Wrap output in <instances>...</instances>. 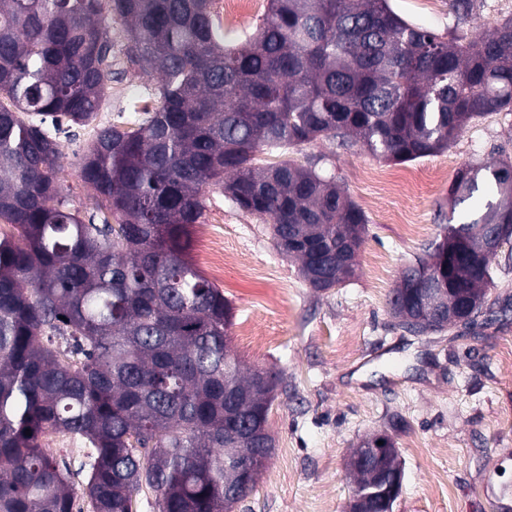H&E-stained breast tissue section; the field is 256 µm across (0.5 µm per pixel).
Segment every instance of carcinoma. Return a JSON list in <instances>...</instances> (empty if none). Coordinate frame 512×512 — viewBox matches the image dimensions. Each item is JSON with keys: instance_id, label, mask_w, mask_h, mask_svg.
<instances>
[{"instance_id": "cac0c4a2", "label": "carcinoma", "mask_w": 512, "mask_h": 512, "mask_svg": "<svg viewBox=\"0 0 512 512\" xmlns=\"http://www.w3.org/2000/svg\"><path fill=\"white\" fill-rule=\"evenodd\" d=\"M456 24L475 0H448ZM127 27L126 60L160 75L133 130L99 127L74 151L98 200L83 220L59 174L60 137L97 120L112 83L104 22ZM212 0H0V512H73L70 463L43 445L52 433L84 444L79 470L92 512H132L156 493L158 512H227L235 449L224 426L249 421L253 389L227 341L232 308L188 259L204 192L220 185L271 224L276 248L318 291L352 276L341 254L364 212L312 163L284 158L317 138L359 143L395 163L433 155L474 120L512 112V18L486 36L446 40L402 17L390 0H270L245 43L219 37ZM283 160L254 167L259 150ZM512 166L467 167L462 204L495 184L467 224L448 225L404 270L420 281L443 267L447 300L477 302L490 259L465 270L464 242L512 225ZM404 306L389 303L413 335ZM31 435H25V430Z\"/></svg>"}]
</instances>
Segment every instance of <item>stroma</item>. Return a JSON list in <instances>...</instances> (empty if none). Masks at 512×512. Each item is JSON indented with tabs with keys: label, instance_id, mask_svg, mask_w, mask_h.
Returning <instances> with one entry per match:
<instances>
[{
	"label": "stroma",
	"instance_id": "1",
	"mask_svg": "<svg viewBox=\"0 0 512 512\" xmlns=\"http://www.w3.org/2000/svg\"><path fill=\"white\" fill-rule=\"evenodd\" d=\"M391 4L413 23L450 37L448 0ZM107 38L117 75L95 126L131 128L158 77L127 64L121 21H113ZM94 128L62 144L65 192L84 218L95 212L96 200L77 174L73 151L93 139ZM289 157L335 173L368 224L353 276L317 291L298 262L277 251L266 220L239 209L221 187L204 192V218L192 237L223 236L224 274L213 277L196 252L188 258L233 308L228 338L243 369L279 375L268 420L275 450L235 512H346L351 450L380 433L391 435L403 462L394 512H505L512 506V241L491 259L495 283L476 327L411 335L397 326L388 296L405 265L440 240L446 226L469 222L478 208L475 199L454 203L457 172L512 160V112L478 118L447 150L398 166L328 139L291 149ZM397 168L413 172L411 195L384 194L363 178ZM406 208L417 214L419 234L396 222ZM243 260L274 270L275 279L242 276Z\"/></svg>",
	"mask_w": 512,
	"mask_h": 512
}]
</instances>
